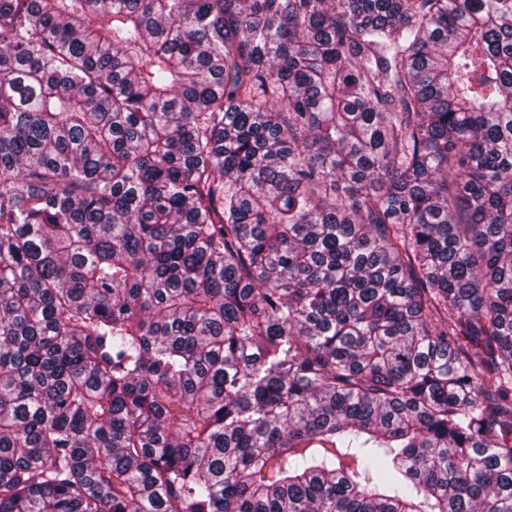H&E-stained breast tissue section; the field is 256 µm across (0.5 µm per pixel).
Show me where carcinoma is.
Segmentation results:
<instances>
[{
	"mask_svg": "<svg viewBox=\"0 0 512 512\" xmlns=\"http://www.w3.org/2000/svg\"><path fill=\"white\" fill-rule=\"evenodd\" d=\"M0 512H512V0H0Z\"/></svg>",
	"mask_w": 512,
	"mask_h": 512,
	"instance_id": "cac0c4a2",
	"label": "carcinoma"
}]
</instances>
